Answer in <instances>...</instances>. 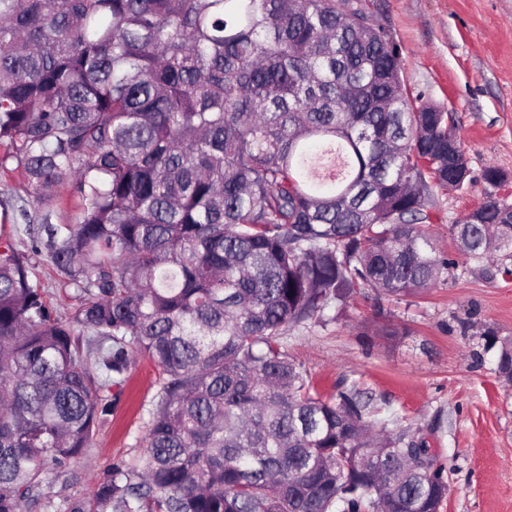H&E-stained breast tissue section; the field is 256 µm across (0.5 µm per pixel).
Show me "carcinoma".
<instances>
[{"label": "carcinoma", "instance_id": "carcinoma-1", "mask_svg": "<svg viewBox=\"0 0 512 512\" xmlns=\"http://www.w3.org/2000/svg\"><path fill=\"white\" fill-rule=\"evenodd\" d=\"M456 123L407 93L361 0H0V172L42 212L28 253L0 241V512L51 507L135 353L163 379L139 464L64 512H441L426 442L312 389L283 339L364 289L458 277L420 228L471 181ZM65 185L80 220L54 224ZM482 209L449 232L505 265L512 223ZM38 257L80 291L72 318Z\"/></svg>", "mask_w": 512, "mask_h": 512}]
</instances>
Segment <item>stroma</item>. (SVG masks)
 <instances>
[{"label": "stroma", "mask_w": 512, "mask_h": 512, "mask_svg": "<svg viewBox=\"0 0 512 512\" xmlns=\"http://www.w3.org/2000/svg\"><path fill=\"white\" fill-rule=\"evenodd\" d=\"M399 48L405 86L458 120L472 180L438 190L441 221L427 225L441 252L448 231L493 195L512 203V0H362ZM504 171V185L482 171ZM323 322L289 330L288 358L315 385L353 387L378 425L407 428L445 468L443 512H512V388L496 374L499 345L512 342V275L481 270L399 302L358 296ZM161 376L136 356L112 412L96 427L87 458L50 482L55 505L89 496L118 460H138Z\"/></svg>", "instance_id": "1"}]
</instances>
